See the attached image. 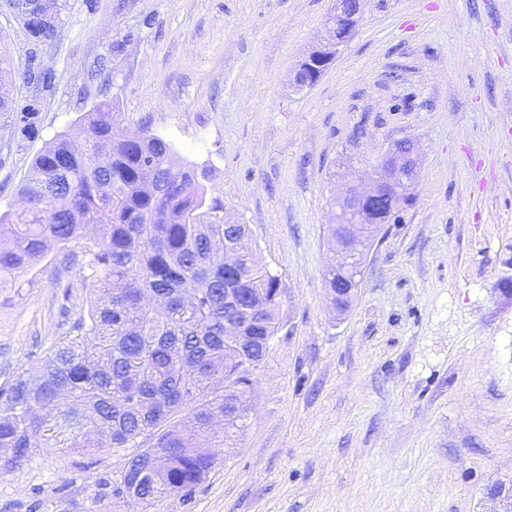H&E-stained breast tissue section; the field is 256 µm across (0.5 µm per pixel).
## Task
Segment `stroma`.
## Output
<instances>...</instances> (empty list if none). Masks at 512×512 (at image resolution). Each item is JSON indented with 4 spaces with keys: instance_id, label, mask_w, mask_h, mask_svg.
I'll list each match as a JSON object with an SVG mask.
<instances>
[{
    "instance_id": "obj_1",
    "label": "stroma",
    "mask_w": 512,
    "mask_h": 512,
    "mask_svg": "<svg viewBox=\"0 0 512 512\" xmlns=\"http://www.w3.org/2000/svg\"><path fill=\"white\" fill-rule=\"evenodd\" d=\"M332 0H63L37 50L0 12L16 105L0 115V213H18L34 157L110 104L207 170L225 221L250 225L280 289L281 328L254 375L253 413L191 500L151 512H490L512 480V0H365L347 47L310 88L295 64ZM415 144L412 204L382 227L360 288L331 308L333 200ZM76 244L0 283V383L86 316ZM70 283L62 295L57 279ZM124 453L37 454L0 476V512H136L90 494ZM37 103L38 99L34 98L29 103L26 109L21 112H17L15 102L6 97L4 93L0 92V112L1 114L7 112L10 118V126L14 136H20V138H30L37 131ZM486 496L497 505L493 512H512V481L508 485L503 482L491 484L486 488Z\"/></svg>"
}]
</instances>
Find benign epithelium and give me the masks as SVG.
<instances>
[{"label": "benign epithelium", "mask_w": 512, "mask_h": 512, "mask_svg": "<svg viewBox=\"0 0 512 512\" xmlns=\"http://www.w3.org/2000/svg\"><path fill=\"white\" fill-rule=\"evenodd\" d=\"M352 3L353 8L349 11L346 0H334L325 19L327 38L295 65L293 74L307 70L312 75V79L301 83L302 87L314 86L354 35L362 20V10L361 0H352ZM25 9L43 21L60 22L59 0H29ZM413 152V144H404L402 150L394 151L385 159L387 171L377 176L370 190L352 189L337 201V222L333 225L336 231L334 267L343 278L336 281V287L329 289V300L338 312L345 309V304L353 299L360 286L372 237V217L375 215L372 206L387 198L384 191L388 186L396 192L409 190L416 172ZM486 496L497 505L494 512H512V481L488 486Z\"/></svg>", "instance_id": "7a95c632"}]
</instances>
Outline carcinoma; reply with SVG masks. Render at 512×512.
I'll list each match as a JSON object with an SVG mask.
<instances>
[{
	"label": "carcinoma",
	"instance_id": "1",
	"mask_svg": "<svg viewBox=\"0 0 512 512\" xmlns=\"http://www.w3.org/2000/svg\"><path fill=\"white\" fill-rule=\"evenodd\" d=\"M13 14L36 47L60 26L30 25L17 0ZM14 135L37 131V113L19 112L0 92ZM174 144L147 127L131 138L105 104L88 113L76 135L53 139L19 187L27 206L0 215V277L40 261L52 246L82 247L94 301L40 359L0 383V475L39 450L80 453L133 449L120 485L96 487L147 510L162 498L191 499L215 467L210 445L235 448L252 408V388L236 375L238 359L266 356L279 331L277 277L255 263L244 229L226 224L224 206L207 195L196 167L176 159ZM389 194L379 223L409 206ZM237 247L224 263V238ZM246 342L224 343V325ZM235 394L224 397V381ZM237 412L227 427L212 420Z\"/></svg>",
	"mask_w": 512,
	"mask_h": 512
}]
</instances>
